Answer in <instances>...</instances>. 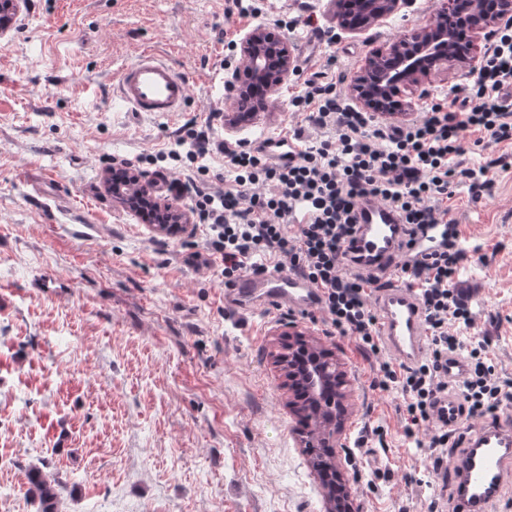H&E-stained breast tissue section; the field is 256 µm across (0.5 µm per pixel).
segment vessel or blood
<instances>
[{
  "label": "vessel or blood",
  "mask_w": 512,
  "mask_h": 512,
  "mask_svg": "<svg viewBox=\"0 0 512 512\" xmlns=\"http://www.w3.org/2000/svg\"><path fill=\"white\" fill-rule=\"evenodd\" d=\"M113 95L128 111L158 117L185 111L190 81L168 59L150 47L120 66ZM355 241L345 257L351 271L377 277L375 294L378 332L385 349L402 364L418 362L425 351L426 333L418 294L394 280L402 253V220L394 208L373 199L359 202ZM322 293L304 276L289 270L270 269L247 273L224 286V309L234 314L256 310H283L300 317L321 309ZM468 359L457 352L448 356V390L440 394L434 409L435 422L456 432L465 416L456 388L469 373ZM457 512H492L512 479V424L481 425L465 439L461 456L449 459Z\"/></svg>",
  "instance_id": "b4317fda"
}]
</instances>
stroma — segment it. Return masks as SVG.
<instances>
[{
  "label": "stroma",
  "mask_w": 512,
  "mask_h": 512,
  "mask_svg": "<svg viewBox=\"0 0 512 512\" xmlns=\"http://www.w3.org/2000/svg\"><path fill=\"white\" fill-rule=\"evenodd\" d=\"M226 0H27L0 35V512H36L27 474L59 483L60 512H325V487L301 443L303 423L275 361L288 332L334 354L350 392L336 455L359 512H452L445 474L420 482L427 448L403 432L400 393L371 382L388 352L328 334L323 312L232 315L206 225L165 236L103 186L113 163L169 150L189 120L215 140L253 132L333 136L292 114L308 81L347 78L370 55L434 21L439 0L371 30L342 31L327 0H260L258 17ZM313 25H306V18ZM287 32L296 72L245 127L224 96L227 40L258 25ZM152 47L192 77L187 112L156 118L112 96L121 64ZM465 136L462 166L495 157L480 196L448 201L482 262L461 270L495 373L512 379V143ZM51 276L55 288L38 290ZM382 429L374 439L373 429Z\"/></svg>",
  "instance_id": "stroma-1"
}]
</instances>
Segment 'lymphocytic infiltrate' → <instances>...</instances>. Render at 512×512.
<instances>
[{
    "label": "lymphocytic infiltrate",
    "mask_w": 512,
    "mask_h": 512,
    "mask_svg": "<svg viewBox=\"0 0 512 512\" xmlns=\"http://www.w3.org/2000/svg\"><path fill=\"white\" fill-rule=\"evenodd\" d=\"M511 86L512 25H507L499 30L473 85L432 104L413 123L377 126L371 113L337 98L332 85L309 84L292 99V107L307 112L309 123L334 125L336 134L303 141L292 162L273 160L248 140H211L208 127L189 122L166 159L195 165L205 176L209 169L204 160L216 151L224 154L231 177L220 191L178 179L171 188L176 196L189 197L197 223L208 226V245L221 257L225 280L258 272L257 256L287 260L289 270L321 290L323 309L336 332L376 355L380 338L370 303L376 280L347 270L343 263L359 201L370 197L395 208L409 247L428 226L447 223L443 202L454 181L466 183L475 196L492 183L490 164L460 166L466 132L483 133L492 144L512 141V98L504 93ZM302 209L309 222L292 223ZM479 252L451 235L441 248L397 267L398 277L418 290L429 352L411 367L382 362L372 385L401 392L407 437L419 438L422 427L433 423L436 396L448 389L450 353L466 350L470 362V373L459 387L467 416L512 400V382L496 376L487 362L488 339L468 346L459 334L475 321L456 294L457 279Z\"/></svg>",
    "instance_id": "lymphocytic-infiltrate-1"
}]
</instances>
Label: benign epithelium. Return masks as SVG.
<instances>
[{"instance_id":"benign-epithelium-1","label":"benign epithelium","mask_w":512,"mask_h":512,"mask_svg":"<svg viewBox=\"0 0 512 512\" xmlns=\"http://www.w3.org/2000/svg\"><path fill=\"white\" fill-rule=\"evenodd\" d=\"M23 2L0 3V34L8 29L11 16ZM485 2L468 0L455 12L448 10L445 2L434 22L393 42L386 50L373 53L351 81L355 102L376 117H407L412 105L400 100L402 89L414 88L423 94L427 92L430 77L450 65L461 76L475 73L480 67L475 39L480 35L489 38L499 26L512 22V0H496L492 10L485 7ZM410 4L411 0H351L346 5L344 0H331L341 27L351 31H368ZM239 54L240 64L227 69L224 79L225 95L236 101H243L251 90L279 86L293 74L290 40L264 26L245 34L239 43ZM117 171L123 175L125 187L138 188L134 194L127 191L120 195L117 181L110 185L127 211L139 215L148 208L155 212L159 223L151 228L157 234L171 236L187 231L192 223L190 213L158 196L152 179L127 162L113 165L112 172ZM304 343L301 335L288 337V345L277 361L305 401L308 430L302 436V443L321 460V467L329 468L334 466L336 457V422L347 408L349 393L339 364L327 353L315 357L300 370L293 366L290 354ZM349 497V484L339 481L325 495L326 512H350L346 504Z\"/></svg>"}]
</instances>
